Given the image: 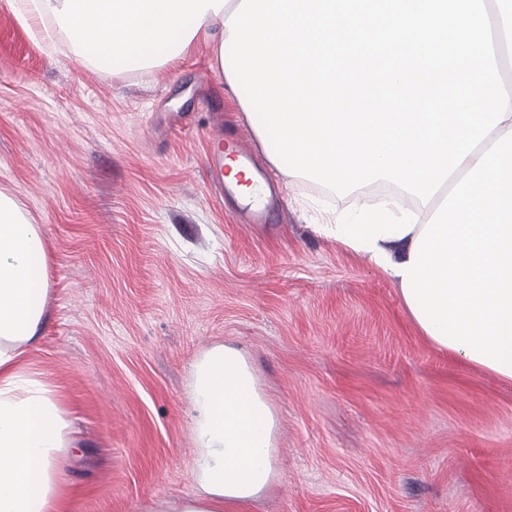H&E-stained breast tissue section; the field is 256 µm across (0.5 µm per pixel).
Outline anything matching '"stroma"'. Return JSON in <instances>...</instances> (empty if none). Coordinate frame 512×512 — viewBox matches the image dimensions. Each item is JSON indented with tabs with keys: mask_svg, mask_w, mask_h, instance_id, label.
Returning <instances> with one entry per match:
<instances>
[{
	"mask_svg": "<svg viewBox=\"0 0 512 512\" xmlns=\"http://www.w3.org/2000/svg\"><path fill=\"white\" fill-rule=\"evenodd\" d=\"M219 116L268 166L210 44L101 70L0 0V191L50 258L27 364L68 412L65 512L194 491L189 373L219 343L278 417L245 512H512V385L429 344L398 285L315 230L376 197L277 171L270 222L240 223L206 166Z\"/></svg>",
	"mask_w": 512,
	"mask_h": 512,
	"instance_id": "35a3bbf8",
	"label": "stroma"
}]
</instances>
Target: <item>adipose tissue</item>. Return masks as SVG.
Listing matches in <instances>:
<instances>
[{
  "mask_svg": "<svg viewBox=\"0 0 512 512\" xmlns=\"http://www.w3.org/2000/svg\"><path fill=\"white\" fill-rule=\"evenodd\" d=\"M241 0H23L69 41L75 58L126 71L181 58L196 39L220 50ZM448 194L417 209L385 202L319 230L399 285L438 350L512 383V107L450 175ZM39 225L0 192V512H61L66 411L28 371L48 296ZM199 448L195 491L156 498L153 512H243L275 475L276 414L237 349L217 344L192 365Z\"/></svg>",
  "mask_w": 512,
  "mask_h": 512,
  "instance_id": "1",
  "label": "adipose tissue"
}]
</instances>
